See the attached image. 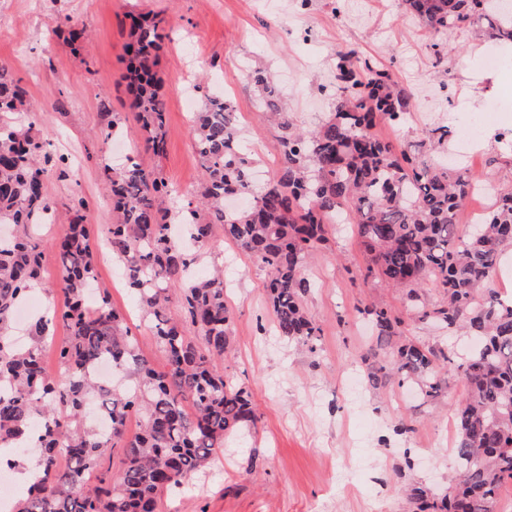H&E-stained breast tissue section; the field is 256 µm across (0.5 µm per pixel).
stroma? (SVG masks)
Returning a JSON list of instances; mask_svg holds the SVG:
<instances>
[{
  "instance_id": "obj_1",
  "label": "stroma",
  "mask_w": 512,
  "mask_h": 512,
  "mask_svg": "<svg viewBox=\"0 0 512 512\" xmlns=\"http://www.w3.org/2000/svg\"><path fill=\"white\" fill-rule=\"evenodd\" d=\"M0 0V18L15 27L0 34V62L9 65L43 112L34 131L76 162L66 177L52 180L49 192L57 221L37 239L41 252L43 299L63 309L56 238L64 233L74 193L89 204L85 221L93 242L112 222L101 178L104 164L125 162V153L104 143L105 113L125 114L122 141L137 139L129 119L131 93L125 80L129 15L162 18L167 37L159 52L164 80L166 150L139 149L134 158L158 172L188 201L200 189L202 168L190 132L201 106L198 93L185 92L182 71L205 80L210 92L235 109L243 141L261 170L278 168L282 132L259 106L249 78L253 69L273 72L295 124L311 129L336 107L331 89L337 52L357 48L415 93L413 108L399 123L382 121L374 133L396 149L424 141L435 127L448 126L447 142L427 144L429 159L462 155L459 132L477 122L480 153L468 160L473 177L488 190L471 208L486 212L498 190L512 187V63L497 69L486 61L489 41L457 31L444 60H436L433 32L401 13L399 0H311L298 10L295 0ZM82 31L84 48L73 51L70 30ZM446 80L435 77L437 68ZM367 254L351 225L332 231L307 257L311 282L306 306L322 332L315 348L278 336L264 287L265 272L246 252L216 236L195 268L224 271V300L231 335L222 367L249 390L258 408L255 430L225 443L206 472L193 476L178 493L163 496L158 512H407L408 481L446 490L455 464L448 448L455 440V409L464 393L457 373H447L448 394L423 404L406 389L363 386L350 401L345 383L363 378V359L375 345L365 305L391 308L405 321V337L426 345L460 350L464 339L431 321L415 320L401 293L364 280ZM120 262L97 259L98 284L125 318L141 355L164 368L136 296L121 281ZM410 433L398 432L399 424Z\"/></svg>"
}]
</instances>
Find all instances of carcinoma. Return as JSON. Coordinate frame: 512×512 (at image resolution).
<instances>
[{"mask_svg": "<svg viewBox=\"0 0 512 512\" xmlns=\"http://www.w3.org/2000/svg\"><path fill=\"white\" fill-rule=\"evenodd\" d=\"M404 13L436 34L468 28L512 48V12L497 0H402ZM127 52L131 108L146 149L165 151V102L156 72L163 20H133ZM333 116L309 132L296 128L281 104L271 73L252 72L264 111L283 130L274 176L253 182L255 162L241 149L232 106L201 95L192 136L203 168L198 199L178 213L167 205L163 177L133 158L105 165L114 222L107 229L112 255L127 272V285L151 321L167 368L156 370L139 353L124 318L102 292L95 306L87 288L95 280L92 238L73 194L75 219L57 243L65 309H53L28 325L30 343L11 336L13 312L41 287L36 238L46 214L55 212L48 184L61 177L51 143L33 133L37 112L27 91L0 63V448L27 440L40 426L35 455L40 477L26 487L12 512H157L167 493L207 468L224 439L256 426L251 395L224 375L218 362L229 345L231 316L224 275L216 271L185 282L216 229L266 271V290L278 335L314 350L321 327L304 301L311 284L304 272L310 252L327 240L330 225L348 216L370 262L363 280L379 277L406 290L408 307L422 320L460 329L477 348L457 354L412 341L404 321L372 303L363 309L378 348L364 357L372 388L397 384L425 403L440 400L447 382L439 363L460 375L465 393L456 410V468L442 494L422 485L408 490L411 512H494L501 487L512 482V299L492 288L502 253L512 248V188L503 189L481 224L459 229L458 209L473 179L430 163L420 148L396 154L372 129L399 122L412 95L374 60L347 48L338 54ZM251 199L239 211L224 210V196ZM182 288L181 319L169 316L172 289ZM69 335L55 349L63 378L48 375L43 349L57 321ZM110 358L135 384L107 390L87 371ZM112 423L101 435L83 425L90 397ZM140 430L126 432L129 417ZM120 450L118 470L105 465Z\"/></svg>", "mask_w": 512, "mask_h": 512, "instance_id": "carcinoma-1", "label": "carcinoma"}]
</instances>
